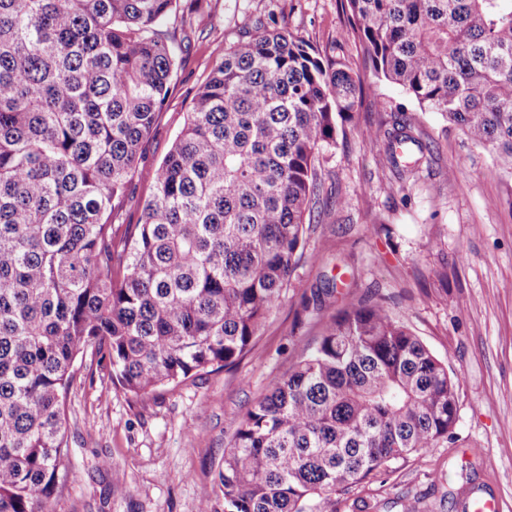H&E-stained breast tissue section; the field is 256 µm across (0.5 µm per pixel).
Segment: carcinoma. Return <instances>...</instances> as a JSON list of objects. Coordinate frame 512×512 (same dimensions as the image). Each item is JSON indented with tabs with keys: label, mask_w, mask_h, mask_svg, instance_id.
<instances>
[{
	"label": "carcinoma",
	"mask_w": 512,
	"mask_h": 512,
	"mask_svg": "<svg viewBox=\"0 0 512 512\" xmlns=\"http://www.w3.org/2000/svg\"><path fill=\"white\" fill-rule=\"evenodd\" d=\"M179 0H0V512H54L75 480L64 401L77 357L141 396L233 366L303 254L320 153L368 84L284 28L216 49L184 126L140 175L176 56ZM376 78L512 168V0H343ZM369 137L394 168L408 120ZM457 379L380 302L326 322L239 422L224 512H336L333 495L455 445ZM151 194L148 181L136 179L116 224H137L141 218L145 201Z\"/></svg>",
	"instance_id": "obj_1"
}]
</instances>
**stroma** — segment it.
<instances>
[{"label":"stroma","instance_id":"stroma-1","mask_svg":"<svg viewBox=\"0 0 512 512\" xmlns=\"http://www.w3.org/2000/svg\"><path fill=\"white\" fill-rule=\"evenodd\" d=\"M206 26L188 11L164 28L183 48L170 94L140 166L170 150L216 46L236 42L260 18L369 74L342 0H207ZM384 109L363 106L320 157V202L305 255L279 306L239 362L135 398L112 384L109 362L83 357L66 401V464L76 479L56 512H224L218 472L239 421L269 382L319 339L334 314L384 300L458 376L461 447L440 445L392 473L337 495L336 512L364 499L370 512H470L491 495L512 512V173L400 87L373 83ZM411 119L418 165L397 174L386 145L365 131ZM341 278L336 292L325 282Z\"/></svg>","mask_w":512,"mask_h":512}]
</instances>
